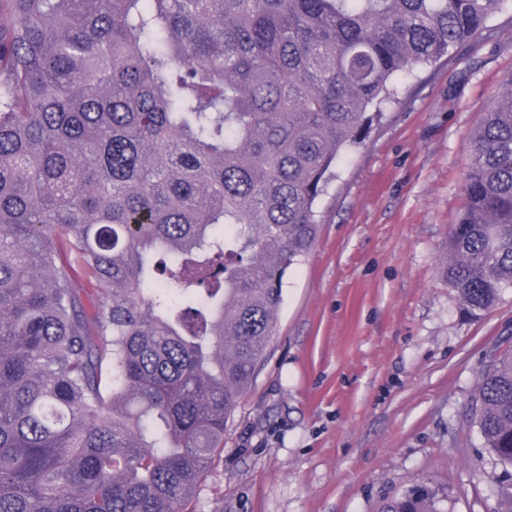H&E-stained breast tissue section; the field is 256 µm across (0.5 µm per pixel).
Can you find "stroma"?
Here are the masks:
<instances>
[{"mask_svg": "<svg viewBox=\"0 0 512 512\" xmlns=\"http://www.w3.org/2000/svg\"><path fill=\"white\" fill-rule=\"evenodd\" d=\"M511 82L508 0L481 37L403 81L337 162L201 512H380L417 480L447 491L451 512H497L512 468L483 448L472 396L512 335V290L472 316L440 263L466 204L473 131Z\"/></svg>", "mask_w": 512, "mask_h": 512, "instance_id": "35a3bbf8", "label": "stroma"}]
</instances>
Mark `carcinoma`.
<instances>
[{"mask_svg":"<svg viewBox=\"0 0 512 512\" xmlns=\"http://www.w3.org/2000/svg\"><path fill=\"white\" fill-rule=\"evenodd\" d=\"M507 0H0V512H198L336 162ZM442 274L512 289V82ZM512 466V343L483 365ZM415 483L381 512H448Z\"/></svg>","mask_w":512,"mask_h":512,"instance_id":"1","label":"carcinoma"}]
</instances>
